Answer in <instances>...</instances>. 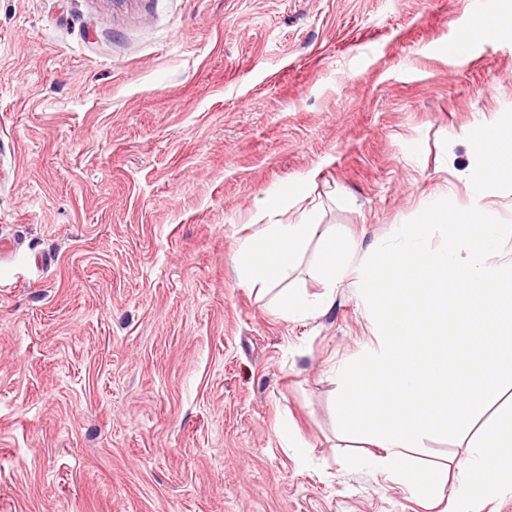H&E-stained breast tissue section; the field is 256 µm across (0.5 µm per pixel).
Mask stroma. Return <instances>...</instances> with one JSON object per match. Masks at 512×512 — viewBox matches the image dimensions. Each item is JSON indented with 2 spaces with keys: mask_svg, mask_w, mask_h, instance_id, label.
I'll return each mask as SVG.
<instances>
[{
  "mask_svg": "<svg viewBox=\"0 0 512 512\" xmlns=\"http://www.w3.org/2000/svg\"><path fill=\"white\" fill-rule=\"evenodd\" d=\"M484 4L0 0V512H441L342 459L354 290L288 321L236 259L286 182L354 257L470 204L512 35L442 49Z\"/></svg>",
  "mask_w": 512,
  "mask_h": 512,
  "instance_id": "stroma-1",
  "label": "stroma"
}]
</instances>
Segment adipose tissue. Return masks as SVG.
I'll list each match as a JSON object with an SVG mask.
<instances>
[{"label": "adipose tissue", "mask_w": 512, "mask_h": 512, "mask_svg": "<svg viewBox=\"0 0 512 512\" xmlns=\"http://www.w3.org/2000/svg\"><path fill=\"white\" fill-rule=\"evenodd\" d=\"M512 422V413L486 425L460 480L458 488L449 490L453 512H467L469 501L491 496L503 486L512 485V433L505 424Z\"/></svg>", "instance_id": "1"}]
</instances>
